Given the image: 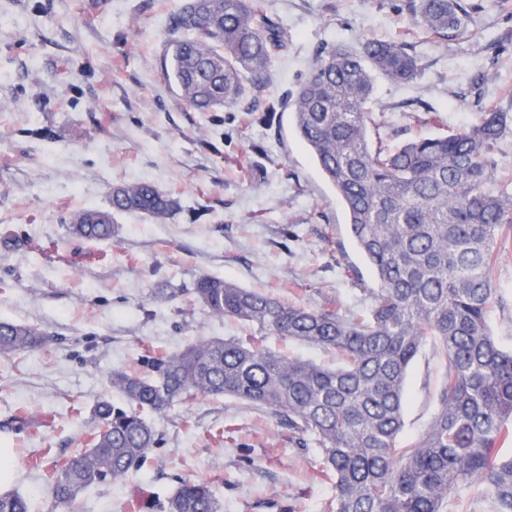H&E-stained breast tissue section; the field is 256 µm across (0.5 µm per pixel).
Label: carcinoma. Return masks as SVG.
<instances>
[{
	"label": "carcinoma",
	"instance_id": "carcinoma-1",
	"mask_svg": "<svg viewBox=\"0 0 512 512\" xmlns=\"http://www.w3.org/2000/svg\"><path fill=\"white\" fill-rule=\"evenodd\" d=\"M412 23L441 39L465 30L469 0H407ZM166 77L198 112L255 100L270 81L288 30L259 0H185L168 19ZM420 72L404 40L327 46L283 103L324 179L340 200L351 236L376 287L369 316L286 304L203 275L192 288L208 313L256 327L250 336L202 340L142 368L112 373L122 404L100 400L97 429L83 451L55 464L61 505L81 490L122 478L149 460L158 440L142 412L232 396L270 410L312 441L334 487L328 512H444L458 487L474 488L492 512H512V348L490 327L505 298L496 270L512 244V178L499 179L498 146L512 114L482 104L468 128L396 147L371 107L374 76L409 83ZM178 202L148 182L113 188L111 209L73 214V235L112 239V214L166 219ZM270 336L334 351L329 368L286 358ZM37 326L0 319V353L42 346ZM442 355L448 372L424 431L404 442L406 382L421 353ZM164 512H219L209 482L188 479ZM0 512H31L27 497L0 493Z\"/></svg>",
	"mask_w": 512,
	"mask_h": 512
}]
</instances>
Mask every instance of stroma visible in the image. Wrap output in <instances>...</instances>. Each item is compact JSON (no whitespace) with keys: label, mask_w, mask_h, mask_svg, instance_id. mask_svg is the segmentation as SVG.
Instances as JSON below:
<instances>
[{"label":"stroma","mask_w":512,"mask_h":512,"mask_svg":"<svg viewBox=\"0 0 512 512\" xmlns=\"http://www.w3.org/2000/svg\"><path fill=\"white\" fill-rule=\"evenodd\" d=\"M288 30L258 111L193 110L162 67L167 19L183 0H0V319L42 328L38 350L0 355V489L32 512H161L184 479L211 483L222 512H324L333 497L315 445L271 411L201 397L144 411L160 443L140 471L55 505L56 459L84 448L113 371L202 338L251 334L190 290L201 275L309 309L368 315L373 275L346 216L294 130L261 109L293 91L317 49L404 38L422 70L375 82L372 104L400 143L471 125L475 102L512 112V0H478L466 30L416 28L406 0H261ZM484 82L471 83L474 74ZM433 111L429 123L409 114ZM146 180L180 202L166 222L116 216L108 243L73 236L71 217L106 209L118 184ZM357 267L359 280L342 275ZM447 371L424 351L407 380L406 439L420 434Z\"/></svg>","instance_id":"35a3bbf8"}]
</instances>
